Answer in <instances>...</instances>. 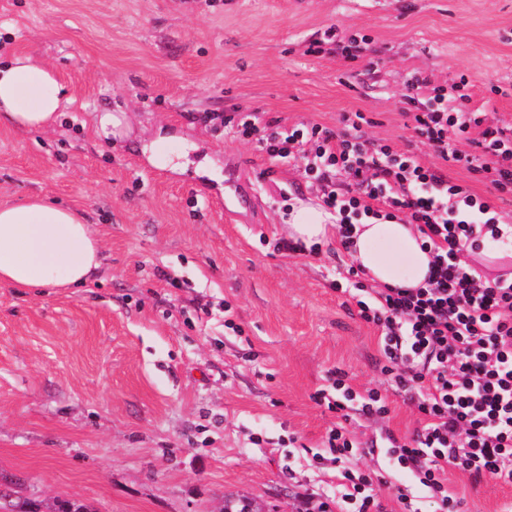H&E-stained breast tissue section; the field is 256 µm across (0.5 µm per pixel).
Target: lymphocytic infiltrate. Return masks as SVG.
Segmentation results:
<instances>
[{
	"label": "lymphocytic infiltrate",
	"instance_id": "obj_1",
	"mask_svg": "<svg viewBox=\"0 0 512 512\" xmlns=\"http://www.w3.org/2000/svg\"><path fill=\"white\" fill-rule=\"evenodd\" d=\"M406 89L420 143L443 161L483 173L495 190L512 192V126L486 124L469 111L467 78L447 88L414 73ZM363 121L362 113L346 112L338 131L318 124L286 128L249 113L237 133L258 137L270 158L302 162L325 209L338 217L342 246H350L353 224L365 220L415 225L432 255L422 286L369 285L351 266L331 287L352 294L360 318L378 329L381 372L410 391L423 421L409 439L385 432L387 457L414 475L436 512H461L449 469L476 484L490 478L512 486V278L489 277L467 257L487 239L512 249V225L411 149L368 137ZM462 141L474 152L459 150ZM329 379V389L314 395L317 404L368 419L389 415L380 389L356 391L339 370ZM336 505L339 512H383L370 475L350 468L340 473Z\"/></svg>",
	"mask_w": 512,
	"mask_h": 512
}]
</instances>
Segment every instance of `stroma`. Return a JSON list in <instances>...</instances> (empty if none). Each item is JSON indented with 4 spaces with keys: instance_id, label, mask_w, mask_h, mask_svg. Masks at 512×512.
<instances>
[{
    "instance_id": "1",
    "label": "stroma",
    "mask_w": 512,
    "mask_h": 512,
    "mask_svg": "<svg viewBox=\"0 0 512 512\" xmlns=\"http://www.w3.org/2000/svg\"><path fill=\"white\" fill-rule=\"evenodd\" d=\"M332 27L370 37L373 53L310 52ZM18 53L50 64L72 102L49 132L0 123V203L46 194L83 210L104 259L83 288L0 285V475L45 512L63 499L94 512L335 504L336 467L313 459L328 428L365 443L412 435L417 415L391 388L377 421L315 403L335 369L358 390L384 381L378 330L330 287L352 258L335 238L275 251L282 213L321 208L317 187L205 116L333 128L360 112L368 135L434 164L403 113L406 76L467 75L472 109L512 124V0H0V56ZM104 107L129 113L128 149L98 139ZM159 134L184 172L142 156ZM444 172L512 223V194ZM231 179L248 184L257 223L225 215ZM348 465L387 480L386 512H400L392 486L417 488L384 453ZM448 479L464 512L512 507V487Z\"/></svg>"
}]
</instances>
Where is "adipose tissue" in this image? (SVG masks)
<instances>
[{
	"label": "adipose tissue",
	"instance_id": "adipose-tissue-1",
	"mask_svg": "<svg viewBox=\"0 0 512 512\" xmlns=\"http://www.w3.org/2000/svg\"><path fill=\"white\" fill-rule=\"evenodd\" d=\"M67 104L65 89L45 62L18 54L0 63V116L21 131L53 128ZM288 237L311 247L322 244L332 225L310 207L292 206ZM352 255L375 285L417 288L424 284L432 256L422 249L414 225L357 224ZM400 243L409 264L406 273L385 261L378 246ZM101 265V242L86 215L56 200L34 195L15 204H0V283L16 288H82Z\"/></svg>",
	"mask_w": 512,
	"mask_h": 512
}]
</instances>
